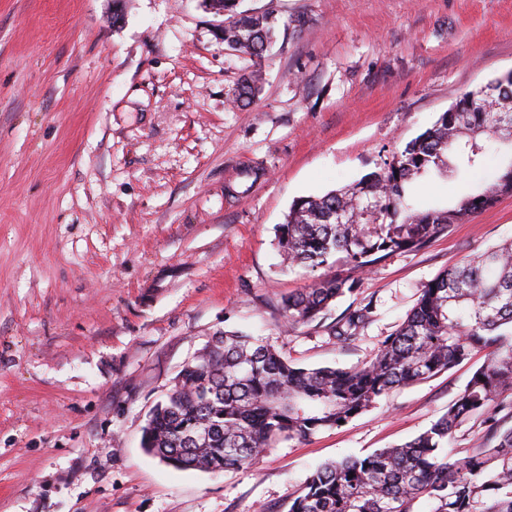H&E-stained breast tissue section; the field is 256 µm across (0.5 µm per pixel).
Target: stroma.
<instances>
[{"mask_svg": "<svg viewBox=\"0 0 512 512\" xmlns=\"http://www.w3.org/2000/svg\"><path fill=\"white\" fill-rule=\"evenodd\" d=\"M275 14L264 87L203 0H0V512H288L320 464L408 441L484 352L394 389L347 425L218 475L141 447L173 378L217 333L304 367L372 358L442 271L512 237V196L359 276L324 319L283 325L276 228L292 202L359 180L465 91L512 72V0H243ZM417 180L445 208L497 177ZM373 302L360 336L329 328ZM260 68L252 70L237 85L234 102L238 106L247 107L252 104L261 91Z\"/></svg>", "mask_w": 512, "mask_h": 512, "instance_id": "obj_1", "label": "stroma"}]
</instances>
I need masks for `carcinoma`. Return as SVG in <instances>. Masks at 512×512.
<instances>
[{
  "label": "carcinoma",
  "instance_id": "cac0c4a2",
  "mask_svg": "<svg viewBox=\"0 0 512 512\" xmlns=\"http://www.w3.org/2000/svg\"><path fill=\"white\" fill-rule=\"evenodd\" d=\"M204 2L229 16L225 50L261 65L276 41L275 18L237 11L240 0ZM260 91L255 69L238 83L234 102L247 107ZM460 98L474 111L443 113L379 170L292 203L278 227V247L289 265L344 270L281 299L288 327L323 319L375 263L419 251L512 195L511 158L496 179L445 209L414 210L407 203L416 180L479 167L491 140L512 151V83L493 81ZM373 312L369 301L330 331L349 344ZM476 348L488 349V358L444 415L400 445L321 464L288 512H420V503L427 512H512V239L439 274L361 366L303 368L260 336L226 331L212 337L149 415L142 447L179 470L239 469L282 438L305 440L341 427L390 391L445 371ZM475 418L485 426L480 447L451 458L445 448Z\"/></svg>",
  "mask_w": 512,
  "mask_h": 512
}]
</instances>
